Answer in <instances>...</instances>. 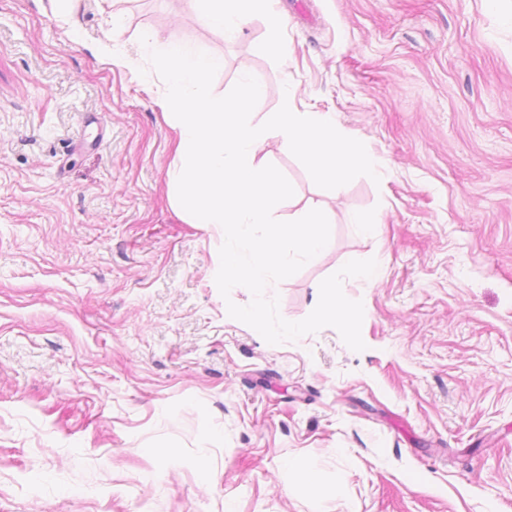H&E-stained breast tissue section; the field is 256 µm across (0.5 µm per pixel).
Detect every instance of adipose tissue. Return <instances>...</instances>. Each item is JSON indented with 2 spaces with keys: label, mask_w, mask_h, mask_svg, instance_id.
Masks as SVG:
<instances>
[{
  "label": "adipose tissue",
  "mask_w": 512,
  "mask_h": 512,
  "mask_svg": "<svg viewBox=\"0 0 512 512\" xmlns=\"http://www.w3.org/2000/svg\"><path fill=\"white\" fill-rule=\"evenodd\" d=\"M200 22L223 31L225 38L239 36L245 22L253 15H263L266 27L265 46H283L286 18L277 0H194Z\"/></svg>",
  "instance_id": "1"
}]
</instances>
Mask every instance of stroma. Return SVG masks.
I'll return each mask as SVG.
<instances>
[{"label": "stroma", "mask_w": 512, "mask_h": 512, "mask_svg": "<svg viewBox=\"0 0 512 512\" xmlns=\"http://www.w3.org/2000/svg\"><path fill=\"white\" fill-rule=\"evenodd\" d=\"M225 40L191 0H0V512H512V0H280ZM122 15L125 63L94 48ZM224 60L212 85L332 112L381 166L332 195L278 136L257 161L328 214L329 245L270 286L283 318L373 258L363 351L332 327L267 343L215 282L223 235L168 197L174 134L141 35ZM378 214L374 234L352 216Z\"/></svg>", "instance_id": "stroma-1"}]
</instances>
